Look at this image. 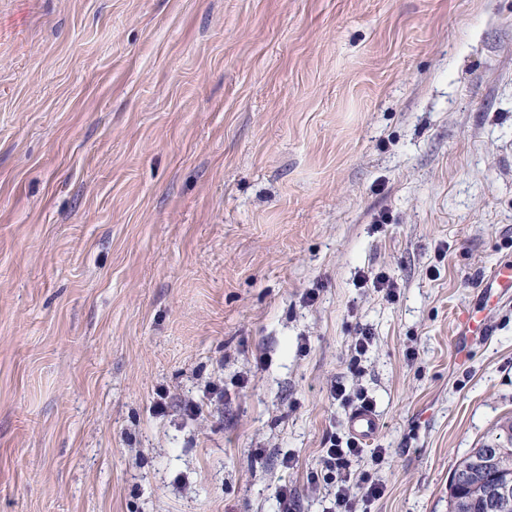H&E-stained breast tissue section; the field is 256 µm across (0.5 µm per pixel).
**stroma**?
<instances>
[{
  "label": "stroma",
  "instance_id": "35a3bbf8",
  "mask_svg": "<svg viewBox=\"0 0 512 512\" xmlns=\"http://www.w3.org/2000/svg\"><path fill=\"white\" fill-rule=\"evenodd\" d=\"M505 264L512 0H0V512H323L338 383L352 496L448 512ZM332 398L341 401L347 407L353 406L355 409H373V401L362 389H357L353 393H347L344 385H335L332 391ZM380 421L377 415L371 410H359L352 414L349 420L350 432L362 439H371L379 430ZM350 433L340 437L332 433L322 448L323 471L325 476L336 481V491L332 506L328 512H356L355 501L350 495L353 485V474L350 469L354 458L362 455L363 443Z\"/></svg>",
  "mask_w": 512,
  "mask_h": 512
}]
</instances>
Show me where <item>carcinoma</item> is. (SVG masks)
Listing matches in <instances>:
<instances>
[{"instance_id":"1","label":"carcinoma","mask_w":512,"mask_h":512,"mask_svg":"<svg viewBox=\"0 0 512 512\" xmlns=\"http://www.w3.org/2000/svg\"><path fill=\"white\" fill-rule=\"evenodd\" d=\"M502 432L507 445L500 449V463L494 467H484L476 462L479 449H472L458 463L453 474H468L461 481H449V512H458L463 507L466 512H487L485 494L487 489L503 478L512 477V421L502 425Z\"/></svg>"}]
</instances>
